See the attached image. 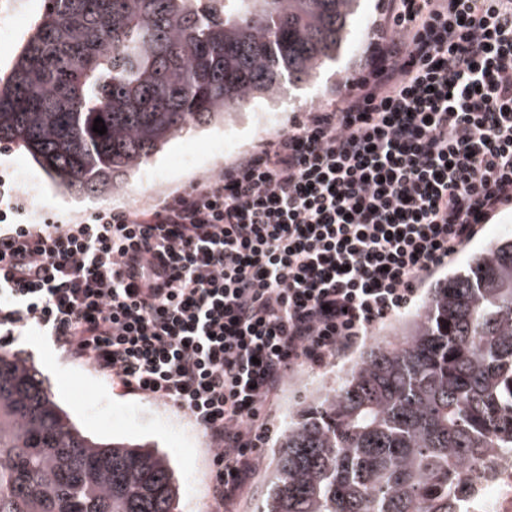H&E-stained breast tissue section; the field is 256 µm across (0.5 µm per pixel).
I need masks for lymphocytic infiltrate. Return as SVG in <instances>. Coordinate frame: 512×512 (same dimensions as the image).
<instances>
[{"mask_svg": "<svg viewBox=\"0 0 512 512\" xmlns=\"http://www.w3.org/2000/svg\"><path fill=\"white\" fill-rule=\"evenodd\" d=\"M512 205V0H382L351 77L138 210L37 224L0 180V346L32 333L205 434L237 512L288 375L369 336Z\"/></svg>", "mask_w": 512, "mask_h": 512, "instance_id": "f902f5d3", "label": "lymphocytic infiltrate"}]
</instances>
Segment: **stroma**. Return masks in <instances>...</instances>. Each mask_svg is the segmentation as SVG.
<instances>
[{
    "instance_id": "obj_1",
    "label": "stroma",
    "mask_w": 512,
    "mask_h": 512,
    "mask_svg": "<svg viewBox=\"0 0 512 512\" xmlns=\"http://www.w3.org/2000/svg\"><path fill=\"white\" fill-rule=\"evenodd\" d=\"M381 0H358L347 42L321 69L311 84L286 91L280 100H256L223 125L193 130L173 139L135 176L112 193L90 199L65 196L52 188L45 173L23 151L0 144V176L26 202L36 220L64 214L71 217L100 207L143 208L164 194L191 185L203 175L224 167L260 140L285 130L293 113L327 97L331 89L354 72L369 40V28ZM512 233V209L500 211L448 267L440 269L420 288L414 304L376 325L366 341L324 366L303 365L288 377L271 408L272 437H279L288 416L343 375L372 344L390 339L412 321L421 304L448 276L462 269L474 255L497 238ZM10 353L27 361L44 388L85 433L104 440L126 438L147 442L165 453L179 479L178 512H208L211 505L210 452L202 432L175 409L123 394L87 367L70 363L43 336H18Z\"/></svg>"
}]
</instances>
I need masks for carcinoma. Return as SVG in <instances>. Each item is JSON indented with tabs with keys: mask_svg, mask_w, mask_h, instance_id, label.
<instances>
[{
	"mask_svg": "<svg viewBox=\"0 0 512 512\" xmlns=\"http://www.w3.org/2000/svg\"><path fill=\"white\" fill-rule=\"evenodd\" d=\"M355 5L45 0L0 73V143L63 193H110L185 129L312 82ZM495 448L512 449V238L291 417L260 512H454ZM177 495L162 453L83 435L0 352V512H174Z\"/></svg>",
	"mask_w": 512,
	"mask_h": 512,
	"instance_id": "1",
	"label": "carcinoma"
}]
</instances>
